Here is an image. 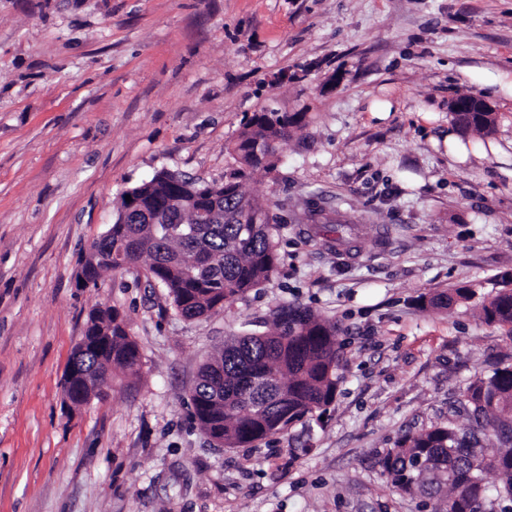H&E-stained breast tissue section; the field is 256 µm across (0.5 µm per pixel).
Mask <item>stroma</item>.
Segmentation results:
<instances>
[{
    "label": "stroma",
    "mask_w": 512,
    "mask_h": 512,
    "mask_svg": "<svg viewBox=\"0 0 512 512\" xmlns=\"http://www.w3.org/2000/svg\"><path fill=\"white\" fill-rule=\"evenodd\" d=\"M490 102L461 135L449 102ZM303 112L269 200L280 262L262 288L187 321L127 268L77 282L129 187L162 169L220 181L243 114ZM319 198L353 250L303 222ZM512 271V0H0V512H445L381 477L378 454L448 417L512 338L475 300ZM300 303L339 321L346 368L325 419L252 447L192 419L200 365ZM125 316L143 359L104 401L64 405L88 314ZM474 296L475 292L471 288L461 287L437 291L429 295L424 294L419 299L423 309H448L458 302H469Z\"/></svg>",
    "instance_id": "35a3bbf8"
}]
</instances>
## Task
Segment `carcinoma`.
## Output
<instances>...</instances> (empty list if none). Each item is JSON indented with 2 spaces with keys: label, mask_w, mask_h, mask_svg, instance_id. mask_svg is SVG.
<instances>
[{
  "label": "carcinoma",
  "mask_w": 512,
  "mask_h": 512,
  "mask_svg": "<svg viewBox=\"0 0 512 512\" xmlns=\"http://www.w3.org/2000/svg\"><path fill=\"white\" fill-rule=\"evenodd\" d=\"M465 132L490 135L495 113H453ZM304 112L264 108L244 120L227 146L232 164L224 172V199L215 224L192 223L195 205L180 203L165 224H114L112 243H101L133 261L145 263L146 278L167 291L175 312L197 320L243 299L263 286L280 260L277 217L266 201L251 195L247 184L258 171H275L283 142L305 122ZM140 193L166 202L173 189L151 178ZM312 229L349 244L357 224L344 216L321 217L307 204ZM467 287L420 296L422 308L446 309L469 302ZM480 318L506 329L512 338V272L498 276L497 287L478 304ZM110 331L108 346L84 352L88 367L135 375L141 353L118 310L99 307L88 315L85 332ZM342 327L311 309L285 305L267 333L231 336L198 373L191 400L200 430L226 449L273 436L286 426L324 414L342 382ZM467 424L452 420L419 431H406L378 457L381 476L395 492L427 505L448 503V512H512V363L471 381L461 401ZM493 435L496 444L483 445ZM497 485L486 482L488 474Z\"/></svg>",
  "instance_id": "1"
}]
</instances>
